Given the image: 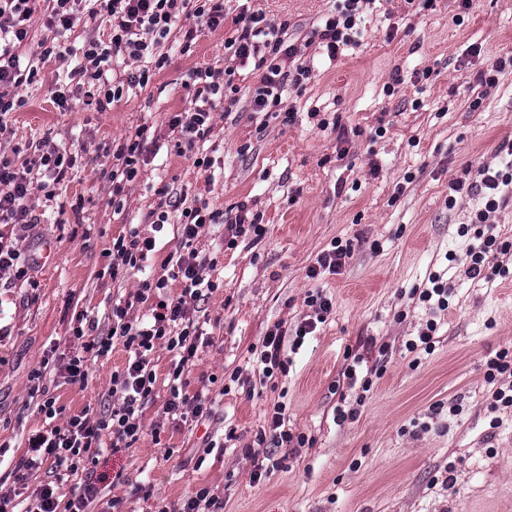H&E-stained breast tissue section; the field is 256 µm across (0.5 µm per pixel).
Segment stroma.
<instances>
[{"label": "stroma", "instance_id": "1", "mask_svg": "<svg viewBox=\"0 0 512 512\" xmlns=\"http://www.w3.org/2000/svg\"><path fill=\"white\" fill-rule=\"evenodd\" d=\"M251 7L289 20L302 61L314 66L303 88L283 97L296 111L293 122L253 113L256 78L241 71L233 112L214 102V130L199 151L211 167L197 168L172 151L148 154L126 186L121 211L112 207L113 141L142 126L172 139L170 116L190 106L189 75L223 69L227 29L202 30L185 53L181 32L193 21L180 18L163 47L168 61L147 86L102 110L88 103L86 85L68 83L71 108L58 109V81L81 64L86 42L107 38L108 16L98 12L65 35L68 54L46 62L24 92L26 105L5 116L9 135L0 147L24 148L46 137L77 152L79 161L54 199L34 201L41 222L25 242L29 277L0 288V497L8 498V512L28 508L12 471L29 432L49 424L31 396L35 368L45 367L44 383L67 413L111 410V375L126 359L123 347L94 360L82 386L68 383L52 361L73 350L79 314L95 317L99 335L107 336L113 302L162 276L176 245L169 224L140 270L115 281L107 268L113 237L143 225L156 189L166 184L206 200L216 215L198 243L214 259L218 283L198 303L210 342L188 375L192 393L215 377L213 415L193 429L167 419L173 354L158 346L156 396L143 420L163 431L156 441L147 436L116 453L104 449L98 473L124 479L107 486L89 512H112L114 499L125 512H157L204 486L223 498L224 512H512V409L492 411L485 380L490 353L512 346V256L488 254L493 282L468 279L469 240L457 230L480 202L448 203L451 180L468 166H502L498 147L512 140V71L497 74L492 87L477 81L496 58L512 54V0H473L466 11L456 0H436L428 10L420 0H376L357 46L332 65L310 37L333 0H253ZM423 70L428 78L416 80ZM396 72L402 82L395 86ZM317 104L323 119L348 130L346 141L309 117ZM242 203L261 215L265 233L230 248L224 218ZM336 238L354 243L341 273L308 278L316 255ZM450 253L456 262H447ZM443 267L453 294L448 310L434 315L409 291ZM314 288L331 298L332 314L293 354L287 375L261 382L251 347L275 324L300 322ZM432 319L433 352H408L406 342ZM349 352L362 357L363 368H382L367 395L342 376ZM236 370L250 388L235 385L222 394L220 379ZM274 384L287 393L289 428L314 443L293 454L275 449L281 467L256 484L240 450L262 425ZM437 404L443 410L436 415ZM453 404L458 412H450ZM340 405L357 408L356 417L336 422ZM231 428L238 440L227 450ZM449 475L451 490L443 483Z\"/></svg>", "mask_w": 512, "mask_h": 512}]
</instances>
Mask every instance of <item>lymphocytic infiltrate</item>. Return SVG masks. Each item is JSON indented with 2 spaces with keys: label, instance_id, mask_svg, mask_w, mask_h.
<instances>
[{
  "label": "lymphocytic infiltrate",
  "instance_id": "1",
  "mask_svg": "<svg viewBox=\"0 0 512 512\" xmlns=\"http://www.w3.org/2000/svg\"><path fill=\"white\" fill-rule=\"evenodd\" d=\"M79 0H0V116L16 111L25 104L24 88L32 85L38 75V63L63 55L56 34L67 32L79 25ZM110 18L108 38L102 42H89L83 51L85 66L70 72V79H81L104 86V101L121 99L125 90L146 86L153 71L162 69L166 55L160 46L167 40L172 25L182 14L195 19L194 26L183 35L184 48H191L198 31H215L225 23L224 0H104ZM360 0H336L334 13L323 17L312 35L329 61H336L344 47L355 45L354 29L358 24ZM41 20L46 38L34 40L33 20ZM288 21L268 19L264 13L242 7L234 20V28L224 40L223 82L213 81L212 69H198L192 74V111L175 113L168 126L176 132L173 149L178 155L193 152L197 142L207 139L214 128L211 113L213 96L224 99L225 111H232L237 103L234 79L238 70L247 69L258 78L254 90L253 109L272 113L281 107L287 87H302L310 79V66L299 62L297 44L291 43ZM35 43L36 61L25 60L21 53L27 43ZM129 63L128 71L111 69L115 60ZM147 129L139 127L134 135L125 137L113 151L117 160L111 173L112 194L121 196L127 183L133 181L141 163L146 160ZM509 160L500 168L484 165L471 177H458L448 185V203L456 205L458 198L478 197L483 206L476 211L471 223L461 225L459 236L473 238L474 244L466 252L469 260L465 274L471 279H488L485 256L495 251L503 255L512 253V241L496 234L488 219L512 202V142L501 145ZM77 162L76 155L57 147L50 141L36 145L24 161H17L0 151V280L14 282L27 275L30 263L23 255L22 244L30 227L38 217L31 201L41 194L53 198L57 184ZM158 202L146 216L151 235L137 229L112 240L111 277L139 268L155 248V232L161 231L169 221L173 191L161 186L156 191ZM215 213L209 212L207 203L184 208L177 231V243L165 261L168 277L143 281L133 298L113 304L112 335L97 336L98 323L79 315L73 329L78 350L62 354L61 368L73 384H85L88 379V361L93 356L107 355L114 342H121L127 352L123 367L112 372L114 403L108 413L92 417L88 411L65 415L56 397L46 395L42 386L43 370H34L30 380L34 393L40 394L38 407L53 424L30 434L27 452L15 471L20 487L28 486L33 472L48 465L65 475L84 474L86 480L77 493L60 499L55 485L45 483L29 488L27 512H87L98 496L100 487L93 478V469L104 445L112 449L130 448L144 433L143 411L155 396L156 373L150 358L156 346L163 345L174 352L169 377V397L163 410L168 417L201 424L209 420L213 408L211 400L202 392L187 393V373L198 359L197 353L203 335L195 314L194 304L204 293L213 291L214 281L207 278L209 265L196 247L206 226L214 223ZM181 284L179 295H164L169 281ZM148 304L149 315L133 316L134 304ZM305 303L310 309L293 328L276 324L269 329L251 354L264 378L276 373H287L290 360L288 351L298 350L307 335L325 323L333 311V302L323 291L309 292ZM485 378L493 384L494 406L512 407V350L502 348L486 361ZM63 424H56V417ZM308 438L292 433L288 427L287 405L275 400L264 412V424L255 434L254 445L246 446L242 455L252 464L251 479L260 483L279 460L272 453H259L258 448L272 444L275 448H302Z\"/></svg>",
  "mask_w": 512,
  "mask_h": 512
}]
</instances>
